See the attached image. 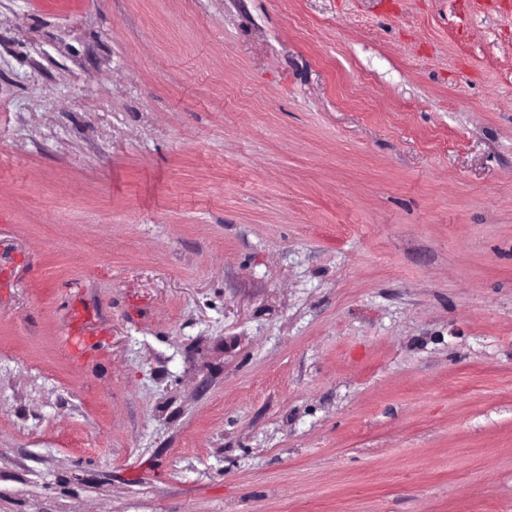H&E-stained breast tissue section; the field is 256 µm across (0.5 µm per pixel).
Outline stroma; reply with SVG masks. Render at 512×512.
Listing matches in <instances>:
<instances>
[{
    "mask_svg": "<svg viewBox=\"0 0 512 512\" xmlns=\"http://www.w3.org/2000/svg\"><path fill=\"white\" fill-rule=\"evenodd\" d=\"M465 3L0 0V512H512V0ZM84 311L74 307L70 311V325L67 329V336L63 337V344L70 356L78 361H84L88 355L95 350L91 341L80 335L77 324Z\"/></svg>",
    "mask_w": 512,
    "mask_h": 512,
    "instance_id": "35a3bbf8",
    "label": "stroma"
}]
</instances>
